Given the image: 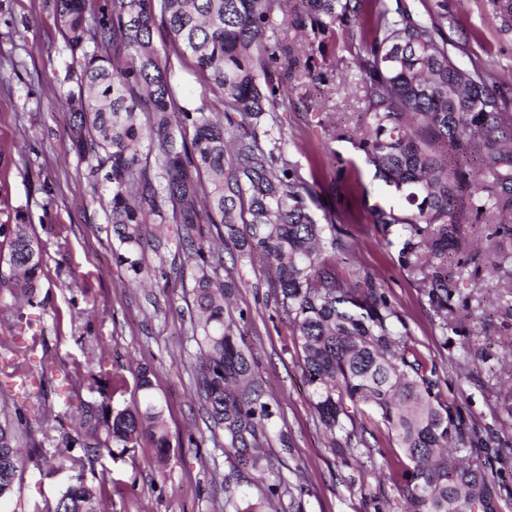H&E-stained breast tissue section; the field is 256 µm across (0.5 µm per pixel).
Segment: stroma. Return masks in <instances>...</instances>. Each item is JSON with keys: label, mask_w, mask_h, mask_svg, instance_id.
Wrapping results in <instances>:
<instances>
[{"label": "stroma", "mask_w": 512, "mask_h": 512, "mask_svg": "<svg viewBox=\"0 0 512 512\" xmlns=\"http://www.w3.org/2000/svg\"><path fill=\"white\" fill-rule=\"evenodd\" d=\"M496 3L361 0L360 20L337 25L323 47L311 32L275 20L274 38L304 41L297 55L310 59L318 77H289L273 117L262 118L256 133L312 188L307 204L317 222L340 228L336 249L325 254L337 276L373 287L397 311V327L432 368L440 399L458 406L465 435L487 443L481 462L497 512H512V420L499 411L500 394L512 389V319L501 280L487 256L473 262L449 253L448 272L459 283L453 314L441 322L422 274L401 261L398 225L375 221L377 211L402 216L408 206L375 178L349 138L369 122L358 64L370 55L379 14L399 6L441 22L462 70L493 71L512 113V28L502 26ZM154 41L182 85L183 105L223 113V95L163 24H156ZM69 63L53 0H0V223L29 225L43 250L34 302L0 293V360L31 337L32 360L51 373L41 395L0 383V407L20 414L21 445L30 455L0 512H50L67 486L79 483L101 494L106 512H245L255 503L264 512H388L398 492L371 477L366 455L329 449L294 325L270 287L274 272L247 256L224 261L236 284L229 312L275 417L262 468L238 467L197 396L193 266L172 237L160 254L147 256L157 277L130 284L103 207L109 185L71 149L69 97L79 87ZM143 371L164 407L166 464H158L147 436L102 455L69 442L81 403L112 411L131 406Z\"/></svg>", "instance_id": "35a3bbf8"}]
</instances>
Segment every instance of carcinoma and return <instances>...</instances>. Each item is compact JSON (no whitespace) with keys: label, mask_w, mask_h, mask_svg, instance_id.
Listing matches in <instances>:
<instances>
[{"label":"carcinoma","mask_w":512,"mask_h":512,"mask_svg":"<svg viewBox=\"0 0 512 512\" xmlns=\"http://www.w3.org/2000/svg\"><path fill=\"white\" fill-rule=\"evenodd\" d=\"M93 0H55L71 66L81 94L74 102L72 149L90 161L93 174L110 184L106 203L113 236L123 247L130 282L154 276L147 250L158 251L161 234L174 233L193 263L192 294L200 357L197 384L214 424L224 427L239 466L257 469L259 448L269 442L275 416L261 401L248 348L238 343L236 323L224 318L222 252L203 225L221 226L227 250L247 251L275 268L270 287L293 316L301 368L331 451L336 434L350 450L370 448L358 415L377 412L409 461L395 471L383 449L375 474L398 484L401 512H496L483 448L464 441L462 421L436 399L424 362L395 329L397 312L368 291L340 280L322 255L336 249V226L316 222L305 204L311 189L297 183L259 145L254 124L273 111L287 74L274 69L276 54L295 48L267 43L274 12L284 22L325 41L336 23L358 19L353 0H112L109 13H92ZM182 53L224 95L223 119L206 105H180L169 59L154 45L156 16ZM378 24L372 57L364 62L363 103L371 133L359 146L376 176L401 194L411 214H376L378 224H398L401 257L412 270L430 268L429 296L448 326V250L470 244L460 227L459 202L472 193L470 173L448 162L469 136L481 143L480 165L491 178L476 213H512V114L502 111L490 75L462 71L453 61L439 23L414 18ZM192 138H187V128ZM147 142L155 173H147L139 146ZM247 208H242V204ZM248 226L240 235L238 223ZM43 251L27 224H0V291L31 301L39 288ZM9 379H25L44 391L48 369L24 358L6 364ZM139 400L104 416L85 403L70 440L88 451H111L100 441L101 424L112 443L127 448L143 434L167 461L169 441L163 406L147 372L138 378ZM24 459L9 420L0 423V489L16 491ZM96 492L68 487L53 512H100Z\"/></svg>","instance_id":"1"}]
</instances>
